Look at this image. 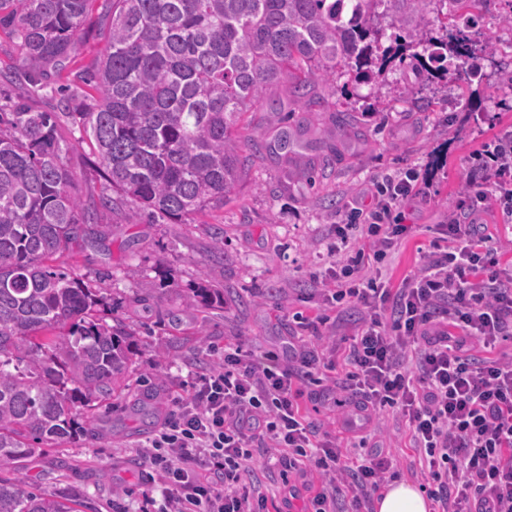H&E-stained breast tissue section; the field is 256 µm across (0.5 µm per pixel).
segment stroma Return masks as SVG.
I'll return each instance as SVG.
<instances>
[{
    "label": "stroma",
    "mask_w": 512,
    "mask_h": 512,
    "mask_svg": "<svg viewBox=\"0 0 512 512\" xmlns=\"http://www.w3.org/2000/svg\"><path fill=\"white\" fill-rule=\"evenodd\" d=\"M505 67L512 69V52L499 49L476 77L449 81L451 104L413 60L368 82L338 77L340 108L350 112L352 126L336 128L331 108L321 100L285 102L284 111L294 116L313 115L307 146L289 167L266 149L275 131L266 103H259L235 128L250 162L224 207L182 224L99 213L104 238L72 246L54 264L87 276L91 287L117 300L119 315L134 333L135 365L126 390L97 409L107 437L46 445L24 467L26 487L79 493L83 512H144L153 471L140 450L150 436L131 431L132 404L159 378L164 401L172 402L184 394L188 373L209 367L224 344L241 341L258 351L281 344L299 330L300 320H335V311L319 308L311 297L331 262V224L345 220L348 206L374 181L415 167L427 182L401 205L413 229L382 269L383 281L397 288L418 268L439 224L473 181L474 154L492 144L499 129L512 127V85L498 78ZM419 85L425 88L419 104L402 101L406 89ZM84 89L75 78L67 90L38 93L25 83L0 82V105L21 97L36 109L60 112L65 95ZM58 136L78 196L91 206L104 184L98 159L69 121L61 122ZM333 146L340 157L332 168L321 169L323 154ZM289 168L295 176L285 191ZM217 232L224 237L220 252L212 248ZM146 281L151 291L143 290ZM205 285L219 289L221 300L187 308L185 295ZM60 460L69 469H57Z\"/></svg>",
    "instance_id": "1"
}]
</instances>
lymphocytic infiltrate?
<instances>
[{"label": "lymphocytic infiltrate", "instance_id": "f902f5d3", "mask_svg": "<svg viewBox=\"0 0 512 512\" xmlns=\"http://www.w3.org/2000/svg\"><path fill=\"white\" fill-rule=\"evenodd\" d=\"M481 182L469 184L440 225V243L405 276L385 288L373 275L408 234L400 203L419 193L408 168L376 182L369 208H352L348 224L332 227L333 258L315 295L321 306L355 310L340 348L336 331L297 337L279 366L228 344L215 364L176 398L141 454L162 475L164 512H267L260 476L271 466L287 474L307 465L320 479L305 512H373L372 495L394 478L395 457L376 436L391 412L410 433L419 472L430 480L435 512H512V358L489 361L470 352L512 336V266L502 265L476 218L496 204L512 223V130L501 131ZM345 355L338 389L342 424L369 446L364 464H347L355 445L308 423L300 398Z\"/></svg>", "mask_w": 512, "mask_h": 512}]
</instances>
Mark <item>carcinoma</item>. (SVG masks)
<instances>
[{
	"instance_id": "carcinoma-1",
	"label": "carcinoma",
	"mask_w": 512,
	"mask_h": 512,
	"mask_svg": "<svg viewBox=\"0 0 512 512\" xmlns=\"http://www.w3.org/2000/svg\"><path fill=\"white\" fill-rule=\"evenodd\" d=\"M91 0H0V32L20 59L15 77L39 92L70 79ZM109 0L107 43L85 68L96 91L69 113L92 145L105 184L101 209L183 221L224 201L247 158L233 129L261 99L301 101L323 91L336 106V73L369 79L403 55L381 49L382 5L405 48L429 72L472 73L480 0H453L460 23L432 36L433 0ZM277 133L287 153L305 132ZM58 115L23 100L0 107V512H79L80 502L28 491L19 468L41 445L88 434L81 419L126 382L133 332L95 317L105 297L83 277L48 265L92 234L57 133Z\"/></svg>"
}]
</instances>
